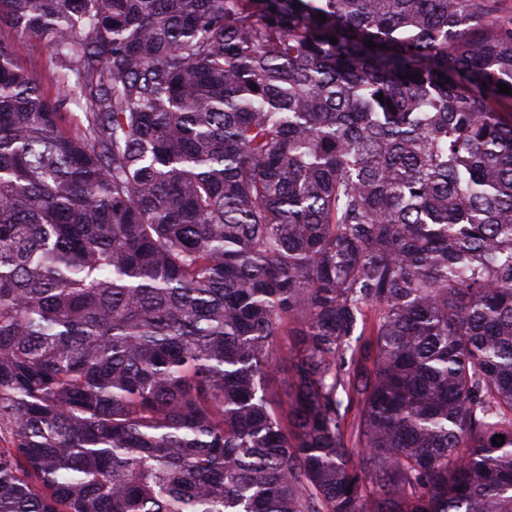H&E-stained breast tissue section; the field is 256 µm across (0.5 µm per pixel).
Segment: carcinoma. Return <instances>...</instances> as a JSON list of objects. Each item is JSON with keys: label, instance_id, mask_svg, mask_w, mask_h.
Here are the masks:
<instances>
[{"label": "carcinoma", "instance_id": "obj_1", "mask_svg": "<svg viewBox=\"0 0 512 512\" xmlns=\"http://www.w3.org/2000/svg\"><path fill=\"white\" fill-rule=\"evenodd\" d=\"M3 26L82 117L0 38V512H512V16L0 0ZM1 36L13 43L20 62L36 73L46 95L54 98L57 90L45 67L49 53L44 44L34 37H21L6 27L1 30Z\"/></svg>", "mask_w": 512, "mask_h": 512}]
</instances>
